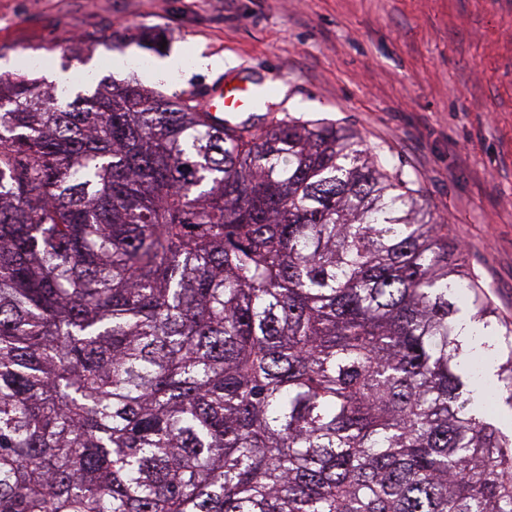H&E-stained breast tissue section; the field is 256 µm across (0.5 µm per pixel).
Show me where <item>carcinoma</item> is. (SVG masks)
Returning a JSON list of instances; mask_svg holds the SVG:
<instances>
[{
  "instance_id": "cac0c4a2",
  "label": "carcinoma",
  "mask_w": 512,
  "mask_h": 512,
  "mask_svg": "<svg viewBox=\"0 0 512 512\" xmlns=\"http://www.w3.org/2000/svg\"><path fill=\"white\" fill-rule=\"evenodd\" d=\"M498 324L348 129L0 76V512H512Z\"/></svg>"
}]
</instances>
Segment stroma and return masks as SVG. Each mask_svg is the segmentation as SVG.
Instances as JSON below:
<instances>
[{"instance_id": "stroma-1", "label": "stroma", "mask_w": 512, "mask_h": 512, "mask_svg": "<svg viewBox=\"0 0 512 512\" xmlns=\"http://www.w3.org/2000/svg\"><path fill=\"white\" fill-rule=\"evenodd\" d=\"M144 31L186 61L232 62L165 81L166 94L245 82L273 94L234 124L326 118L357 132L444 219L465 272L512 321V0H0V74L149 87L155 55L130 41Z\"/></svg>"}]
</instances>
